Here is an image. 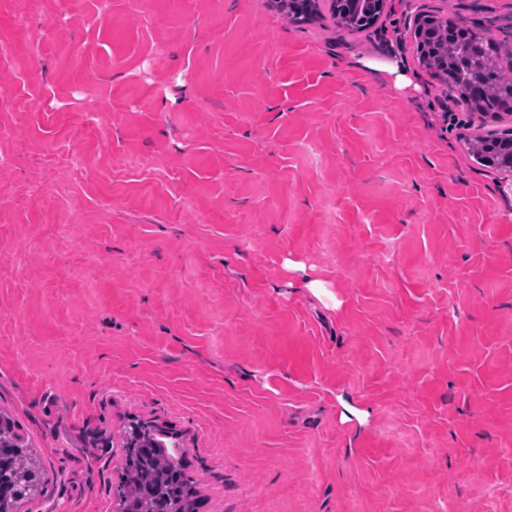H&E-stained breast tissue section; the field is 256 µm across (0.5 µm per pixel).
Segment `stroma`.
Listing matches in <instances>:
<instances>
[{
    "label": "stroma",
    "instance_id": "stroma-1",
    "mask_svg": "<svg viewBox=\"0 0 512 512\" xmlns=\"http://www.w3.org/2000/svg\"><path fill=\"white\" fill-rule=\"evenodd\" d=\"M266 0H0V413L30 512H113L122 431L196 512H512V193L408 36ZM275 7L284 12L297 25L313 24L324 19L319 0H271Z\"/></svg>",
    "mask_w": 512,
    "mask_h": 512
}]
</instances>
